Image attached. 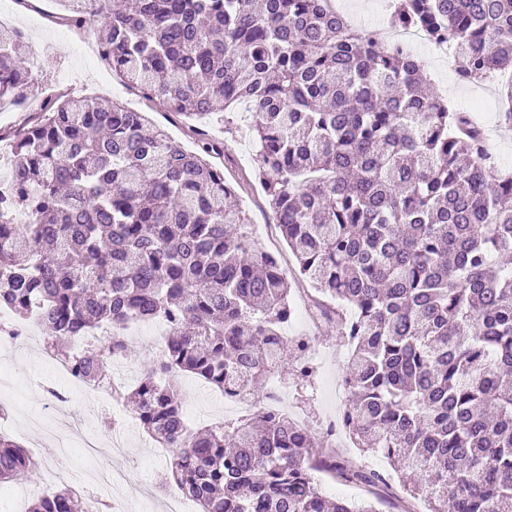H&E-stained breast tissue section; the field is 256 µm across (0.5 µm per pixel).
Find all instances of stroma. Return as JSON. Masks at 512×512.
<instances>
[{
  "instance_id": "obj_1",
  "label": "stroma",
  "mask_w": 512,
  "mask_h": 512,
  "mask_svg": "<svg viewBox=\"0 0 512 512\" xmlns=\"http://www.w3.org/2000/svg\"><path fill=\"white\" fill-rule=\"evenodd\" d=\"M46 16L34 21L25 9H18L8 21L9 26L26 27L28 39L27 54L38 57V75L45 85L62 87L71 83L87 86L89 93L120 101L132 109L143 112L148 121L166 130L188 149L197 150L196 130H204L209 137L223 141L224 154L216 164L224 171L225 179L231 183L252 223L272 224L276 218L270 209L264 189L254 175L255 146L243 113L231 114L229 119L214 118L190 125L184 117L162 109L131 85L125 84L118 76L110 74L100 61L95 41L78 42L75 35L59 32L53 23V15L72 10V0H43ZM424 74L434 89L447 99L450 107L472 106L477 121L485 124L490 136V149L495 162L502 171H512V124H505L500 118L502 101L497 84L459 83L454 63L437 47L431 46L421 53ZM317 347L323 350L324 383L320 390H313L311 383L300 382L291 374L290 367H282L278 375L288 390V401L293 409L308 416L310 422H317L326 413L336 408L335 383L342 377L346 358L340 353L342 340L336 333L334 322L323 319L311 331ZM157 335L152 324H141L128 338L130 352L120 363L112 366L111 373L118 386L133 385L144 366L155 357ZM44 343L36 337L20 341L15 349L0 363L6 368L9 381L23 384L20 402L9 410L5 431L19 443L39 464L34 479L23 482L0 484V496L21 494L19 512H28L29 505L46 485L51 484L50 472L61 459L58 441L67 438L68 432L60 422L47 417L52 402L46 389L58 386L57 374L42 355ZM186 412L191 413V427L200 428L209 423L225 419L224 397L194 378L181 379ZM76 421L84 436L108 442L109 438L124 439L125 453L99 455L86 458L73 453L67 461L74 484L85 483L90 467L120 470L127 480L120 489L102 491L106 501H124L128 512H165L169 494L156 493L153 502L140 499V487L146 482H158L169 472L170 454H158L154 444L142 428L130 407H123V423L106 425L95 403L86 398H77Z\"/></svg>"
}]
</instances>
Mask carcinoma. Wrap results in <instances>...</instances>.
<instances>
[{"label": "carcinoma", "instance_id": "carcinoma-1", "mask_svg": "<svg viewBox=\"0 0 512 512\" xmlns=\"http://www.w3.org/2000/svg\"><path fill=\"white\" fill-rule=\"evenodd\" d=\"M60 17L96 33L101 61L170 112L246 110L268 204L349 343L345 430L414 481L428 512H512V172L468 112L423 87L419 60L385 49L327 0H82ZM393 22L448 44L462 83H498L512 122V0H398ZM25 40L0 28V105L33 97L0 184V307L36 321L86 381L127 355L133 323H166L125 398L172 449L200 512H376L330 499L317 473L376 487L310 429L259 412L190 428L179 376L248 391L305 345L284 336L291 280L248 237L233 186L116 101L38 97ZM24 211L29 223H14ZM100 329L77 358L68 344ZM38 464L0 433V482ZM30 512H81L70 486Z\"/></svg>", "mask_w": 512, "mask_h": 512}]
</instances>
